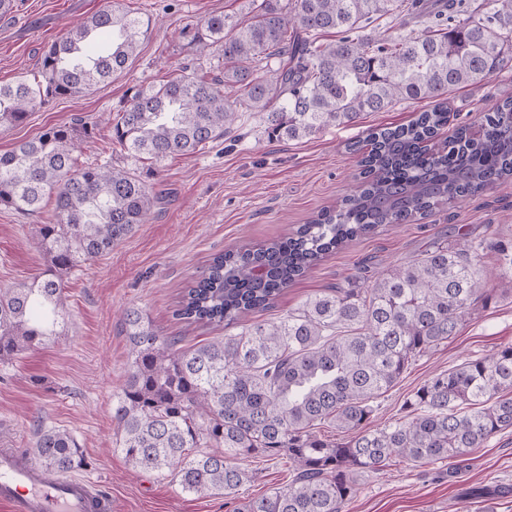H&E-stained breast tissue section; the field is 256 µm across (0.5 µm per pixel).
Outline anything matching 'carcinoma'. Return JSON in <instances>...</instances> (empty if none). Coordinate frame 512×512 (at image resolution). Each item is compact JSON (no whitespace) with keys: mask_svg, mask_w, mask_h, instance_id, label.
<instances>
[{"mask_svg":"<svg viewBox=\"0 0 512 512\" xmlns=\"http://www.w3.org/2000/svg\"><path fill=\"white\" fill-rule=\"evenodd\" d=\"M401 0H252L251 17L211 16L196 26L199 49H220L224 70L183 73L135 86L116 108L113 138L128 153L161 162L224 137L245 105L275 140L310 138L355 124L401 101H429L408 123L368 130L362 183L339 210L287 237L215 256L185 288L176 315L224 328L192 348L156 331L138 308L123 315L130 360L112 421L135 471L172 478L185 492L231 495L253 479L236 460L288 458L291 481L247 498L236 512H344L360 474L396 460L456 462L512 428V345L434 374L409 401L405 421L372 425L377 400L412 361L457 336L485 301L487 240L436 241L420 258L371 285H338L306 298L277 322L239 324L272 307L322 256L386 224H405L512 176V99L483 116L480 130L448 123V92L487 82L512 47V0H408L410 14L448 15V27L400 40L367 38L365 23ZM149 22L108 0L41 54L38 71L0 85V126L22 123L46 103L84 94L137 56ZM112 35L89 53L91 38ZM335 33L318 44L313 36ZM265 75H259L260 71ZM54 126L0 154V205L21 214L55 199L36 247L49 268L0 289V361L45 344L67 326L63 277L108 254L154 203L137 175L108 164L78 165L79 134ZM323 425L347 434L330 440ZM44 471L88 467L67 430L40 428L33 448Z\"/></svg>","mask_w":512,"mask_h":512,"instance_id":"obj_1","label":"carcinoma"}]
</instances>
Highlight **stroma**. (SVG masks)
Returning a JSON list of instances; mask_svg holds the SVG:
<instances>
[{
    "label": "stroma",
    "instance_id": "obj_1",
    "mask_svg": "<svg viewBox=\"0 0 512 512\" xmlns=\"http://www.w3.org/2000/svg\"><path fill=\"white\" fill-rule=\"evenodd\" d=\"M106 0H14L0 15V84L36 71L42 50ZM127 9L151 26L136 58L93 91L55 100L29 114L21 125L0 127V153L52 126H88L80 140V163L111 164L145 180L157 200L144 222L104 256L82 264L64 280L68 325L62 336L17 358L0 362V448L31 452L38 427L70 431L91 465L84 471L111 497L118 512H233L234 501L199 499L170 477L136 472L116 448L112 403L126 378L130 346L122 312L143 311L153 327L185 344L215 336L216 328L176 317L183 289L201 277L212 258L227 249L254 246L295 231L322 209L339 205L361 172L348 146L367 129L408 123L427 109L424 101H402L384 112L365 114L351 126H331L303 140H272L258 116L240 109L228 137L189 155L162 163L133 158L112 139L105 119L130 88L168 79L182 67L212 77L221 55L197 52L188 30L210 15L247 18L250 0H125ZM512 96V50L483 85L455 90L448 98L449 125L480 123L484 112ZM53 200L39 216L25 217L0 205V288L42 273L46 255L32 241L48 223ZM471 238L512 243V178L479 196L448 203L410 224H392L330 252L309 274L290 286L275 307L276 319L307 296L367 270L374 274L413 259L432 239L453 242L458 228ZM490 277L488 299L458 337L421 356L384 397L375 423L405 420L406 403L434 373L512 344V282L500 274L494 251L482 259ZM256 478L240 491L251 498L288 483L287 460L249 459ZM487 488L493 512H512V429L490 438L455 464L412 466L391 463L363 473L348 512H461L466 493Z\"/></svg>",
    "mask_w": 512,
    "mask_h": 512
}]
</instances>
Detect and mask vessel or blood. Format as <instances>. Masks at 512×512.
<instances>
[{
    "label": "vessel or blood",
    "mask_w": 512,
    "mask_h": 512,
    "mask_svg": "<svg viewBox=\"0 0 512 512\" xmlns=\"http://www.w3.org/2000/svg\"><path fill=\"white\" fill-rule=\"evenodd\" d=\"M0 505L8 512H104L108 501L88 479L44 472L31 466L21 449L5 448Z\"/></svg>",
    "instance_id": "1"
}]
</instances>
